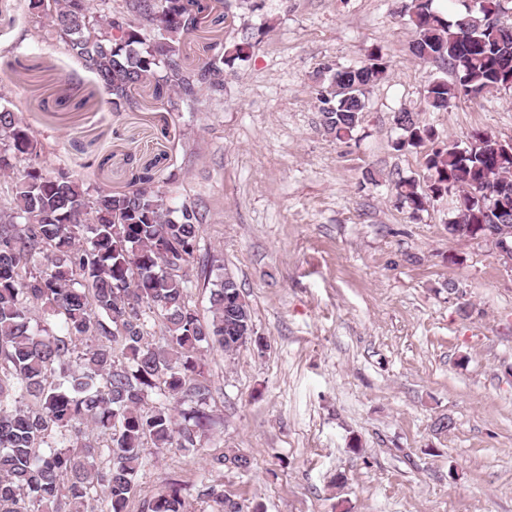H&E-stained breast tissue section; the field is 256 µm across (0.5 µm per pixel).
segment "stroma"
Wrapping results in <instances>:
<instances>
[{
    "instance_id": "obj_1",
    "label": "stroma",
    "mask_w": 512,
    "mask_h": 512,
    "mask_svg": "<svg viewBox=\"0 0 512 512\" xmlns=\"http://www.w3.org/2000/svg\"><path fill=\"white\" fill-rule=\"evenodd\" d=\"M258 2L185 41L193 69L213 43L256 31L248 60L224 69L221 103L182 110L186 149L179 131L162 136L168 113L152 86L113 110L62 42L31 37L21 0H0V84L43 144L45 170L80 172L93 190L124 188L136 166L176 172L174 204L205 214L191 306L208 316L217 275L202 262L213 261L268 340L261 354L202 351L206 443L191 455L147 449L129 512H148L170 482L185 512H202L198 476L221 452L251 461L213 474L246 512H512V265L449 234V198L411 214L394 182L424 180V153L393 146L403 109L445 142L512 138V89L423 111L430 82L450 72L411 54L395 0ZM375 47L388 75L352 138L336 140L320 125L316 74L360 66ZM68 97L82 108L61 106ZM94 154L104 168L87 167ZM444 416L451 431L435 428Z\"/></svg>"
}]
</instances>
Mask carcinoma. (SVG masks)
Listing matches in <instances>:
<instances>
[{
    "label": "carcinoma",
    "instance_id": "cac0c4a2",
    "mask_svg": "<svg viewBox=\"0 0 512 512\" xmlns=\"http://www.w3.org/2000/svg\"><path fill=\"white\" fill-rule=\"evenodd\" d=\"M29 13L48 21V32L91 73L115 108L133 106L131 91L153 85L155 99L172 108L208 112L224 92V66L245 60L249 36L230 48L213 46L197 68L184 65L187 36L224 22L231 0H25ZM415 38L412 54L441 61L453 81H431L424 110L441 112L464 94L473 98L512 88V27L498 23L500 0H473L443 16L432 0H400ZM377 48L358 68L320 72L316 99L324 131L352 136L363 120L368 88L387 76ZM399 150H418L438 139L419 112L400 111ZM487 138L464 159L456 144L425 153L426 187L400 177L395 189L414 212L448 189L484 185L497 167L512 180V158ZM39 142L20 110L0 90V173L19 168L0 206V512H87L101 493L102 512H128L145 448L201 445L211 418V385L198 369L206 344L226 353L251 334L252 314L236 281L211 291V318L189 304V269L197 259L205 214L194 201L174 206L155 176L137 175L123 190L89 193L72 171L47 172ZM448 233L458 224L497 225V215L455 196ZM42 254L46 263L32 264ZM43 310L31 324L30 308ZM162 327L155 340L152 324ZM190 405L177 422L176 406ZM110 441L101 459L97 439ZM246 472L250 459L221 453L211 466ZM201 497L213 512H243L202 475ZM181 487L154 496L149 512H182Z\"/></svg>",
    "mask_w": 512,
    "mask_h": 512
}]
</instances>
